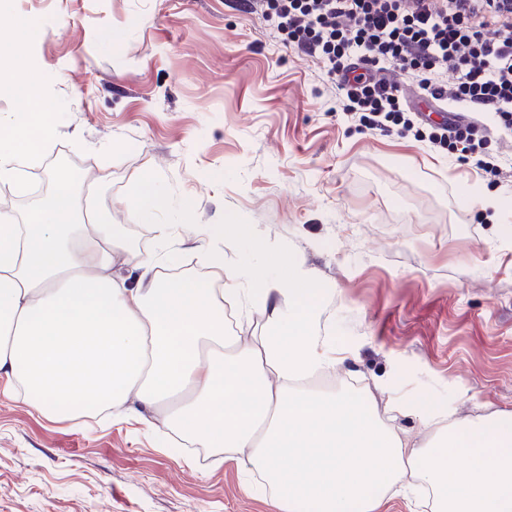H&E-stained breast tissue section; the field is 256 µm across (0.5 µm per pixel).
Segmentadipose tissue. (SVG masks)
I'll return each instance as SVG.
<instances>
[{"instance_id":"obj_1","label":"adipose tissue","mask_w":512,"mask_h":512,"mask_svg":"<svg viewBox=\"0 0 512 512\" xmlns=\"http://www.w3.org/2000/svg\"><path fill=\"white\" fill-rule=\"evenodd\" d=\"M20 50L0 43V94L27 106L25 121L0 116L1 185L20 182L57 135L42 81L15 65ZM127 204L156 239L131 287L112 272L129 253L124 226L94 198L78 208L70 180L57 179L25 216L0 211L1 394L54 423L102 406L116 423L147 426L161 413L198 447L260 471L274 512H382L394 494L419 489L431 512H512V412L472 418L424 398L380 404L345 388H305L340 359L322 323L332 289L236 215L177 237L157 221L169 199L151 173L134 181ZM188 238L208 274L164 278ZM231 244L261 262L225 264ZM229 299L242 321L268 309L253 342L225 324ZM406 414L421 419L426 441L400 435L395 421ZM452 455L465 467L449 468Z\"/></svg>"}]
</instances>
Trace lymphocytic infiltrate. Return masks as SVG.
<instances>
[{"mask_svg":"<svg viewBox=\"0 0 512 512\" xmlns=\"http://www.w3.org/2000/svg\"><path fill=\"white\" fill-rule=\"evenodd\" d=\"M276 20L286 46L322 62L343 111L383 133L398 129L498 177L512 143V0H242ZM403 73L422 98L459 106L439 124L404 105L385 77ZM455 81H445V74ZM491 113L488 134L465 115Z\"/></svg>","mask_w":512,"mask_h":512,"instance_id":"f902f5d3","label":"lymphocytic infiltrate"}]
</instances>
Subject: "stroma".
I'll return each mask as SVG.
<instances>
[{
  "label": "stroma",
  "mask_w": 512,
  "mask_h": 512,
  "mask_svg": "<svg viewBox=\"0 0 512 512\" xmlns=\"http://www.w3.org/2000/svg\"><path fill=\"white\" fill-rule=\"evenodd\" d=\"M42 22L27 47L56 139L30 169L51 190L62 156L134 250L150 225L125 207L152 171L162 224L227 212L299 256L335 291L325 330L361 393H402L463 414L512 411V182L338 109L321 64L238 0H11ZM506 202L496 220L473 190ZM172 433L109 420L52 423L0 394V512H271L223 450L165 451Z\"/></svg>",
  "instance_id": "1"
}]
</instances>
